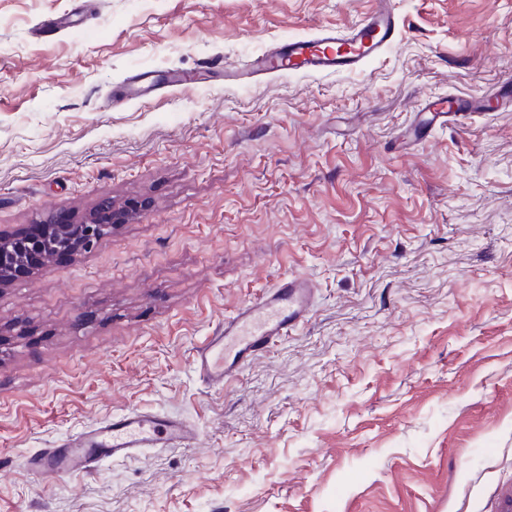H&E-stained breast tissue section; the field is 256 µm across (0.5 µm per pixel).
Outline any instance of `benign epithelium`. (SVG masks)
Segmentation results:
<instances>
[{"label": "benign epithelium", "mask_w": 512, "mask_h": 512, "mask_svg": "<svg viewBox=\"0 0 512 512\" xmlns=\"http://www.w3.org/2000/svg\"><path fill=\"white\" fill-rule=\"evenodd\" d=\"M93 213L77 224H59L49 215L42 224L47 228V237L31 243V246L44 252L45 260L53 257L54 251L67 246L76 252L91 250L101 239L112 234V225L121 222L122 216L112 213L108 202L102 203L101 212ZM22 249L15 246V237L0 230V285L5 283V272L12 264L21 260Z\"/></svg>", "instance_id": "1"}]
</instances>
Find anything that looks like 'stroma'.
<instances>
[{
    "label": "stroma",
    "instance_id": "35a3bbf8",
    "mask_svg": "<svg viewBox=\"0 0 512 512\" xmlns=\"http://www.w3.org/2000/svg\"><path fill=\"white\" fill-rule=\"evenodd\" d=\"M395 2L400 37L361 70L226 87L193 78L373 0H0V230L123 217L0 287V512H501L512 109L408 131L425 100L512 82V0ZM145 71L191 83L113 105ZM291 273L317 286L308 320L205 385L196 347ZM131 410L196 441L28 470Z\"/></svg>",
    "mask_w": 512,
    "mask_h": 512
}]
</instances>
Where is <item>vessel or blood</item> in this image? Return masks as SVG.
<instances>
[{
    "label": "vessel or blood",
    "instance_id": "obj_1",
    "mask_svg": "<svg viewBox=\"0 0 512 512\" xmlns=\"http://www.w3.org/2000/svg\"><path fill=\"white\" fill-rule=\"evenodd\" d=\"M400 18L394 0H373L371 10L343 29L321 30L317 36L289 38L253 57L249 71H225L228 85L265 74H341L360 70L395 42ZM478 97L461 95L429 100L420 107V127L444 126L475 111ZM314 298L310 278L289 275L225 317L224 324L198 347L194 369L208 385L219 387L260 351L287 336L309 314ZM194 427L173 416L128 411L86 430L59 439L27 460L44 477L87 471L105 459H126L145 448L186 447Z\"/></svg>",
    "mask_w": 512,
    "mask_h": 512
}]
</instances>
